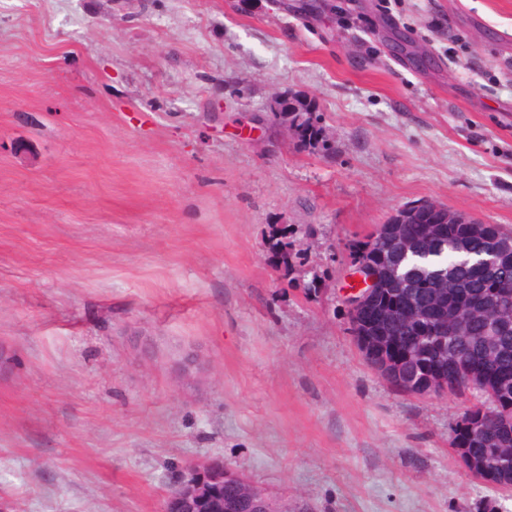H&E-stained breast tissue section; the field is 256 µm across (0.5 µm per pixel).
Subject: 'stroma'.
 I'll return each instance as SVG.
<instances>
[{"label": "stroma", "instance_id": "stroma-1", "mask_svg": "<svg viewBox=\"0 0 512 512\" xmlns=\"http://www.w3.org/2000/svg\"><path fill=\"white\" fill-rule=\"evenodd\" d=\"M420 202L512 227V0H0V504L165 512L219 462L291 512H512L462 400L350 333L355 245Z\"/></svg>", "mask_w": 512, "mask_h": 512}]
</instances>
